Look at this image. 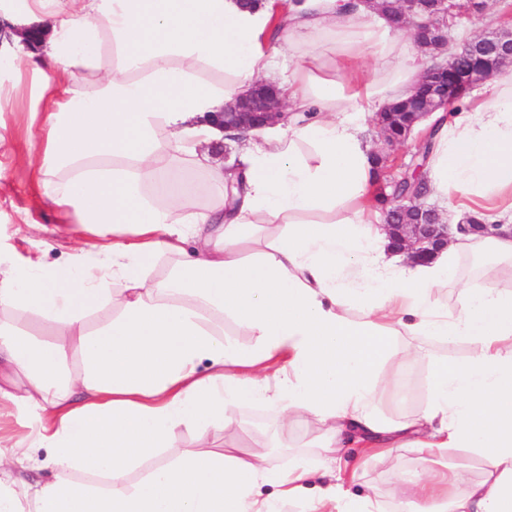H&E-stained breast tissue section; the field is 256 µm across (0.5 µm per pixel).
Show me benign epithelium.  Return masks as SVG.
I'll return each instance as SVG.
<instances>
[{"mask_svg": "<svg viewBox=\"0 0 512 512\" xmlns=\"http://www.w3.org/2000/svg\"><path fill=\"white\" fill-rule=\"evenodd\" d=\"M406 6L404 25L412 28L434 24L448 29L458 17L457 0H408ZM510 66L511 31L487 32L464 43L448 64L425 73L418 89L421 104L417 111L399 115L402 135L393 136L387 123H380L385 144L402 142L417 123L431 117L448 100ZM216 118L226 131H247L285 121L288 113L280 110L276 95L260 81L247 97L225 107ZM458 229L480 237L501 234L499 224H460ZM385 230L393 246L407 252L415 263H425L446 248L452 233L451 225L443 222L435 209L415 198L408 199L406 204H394Z\"/></svg>", "mask_w": 512, "mask_h": 512, "instance_id": "obj_1", "label": "benign epithelium"}]
</instances>
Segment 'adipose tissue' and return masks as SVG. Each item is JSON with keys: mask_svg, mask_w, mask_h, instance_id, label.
<instances>
[{"mask_svg": "<svg viewBox=\"0 0 512 512\" xmlns=\"http://www.w3.org/2000/svg\"><path fill=\"white\" fill-rule=\"evenodd\" d=\"M0 18L12 72L47 103L28 167L85 232L52 265L0 250V409L26 428L0 434V512H512V289L498 277L512 237L455 232L426 264L394 251L361 135L435 65L412 29L371 0H24ZM258 81L292 118L237 167L209 165L214 192L196 206L175 159L221 142L213 113ZM425 180L452 223L500 222L494 202L512 213V75L441 122ZM163 258L170 272L152 278ZM465 258L480 259L481 288L459 279ZM451 282L453 308L433 297ZM29 316L54 341L24 331ZM228 318L252 347L225 338ZM420 336L468 351L430 361L415 412L384 416L377 395L400 401ZM255 405L282 431L315 426L317 460L276 468L230 439L210 450ZM352 444L421 463L394 470L391 500L357 497L340 456ZM451 448L477 453L481 473L434 468ZM148 456L158 464L131 480ZM36 468L51 478L27 480Z\"/></svg>", "mask_w": 512, "mask_h": 512, "instance_id": "obj_1", "label": "adipose tissue"}]
</instances>
